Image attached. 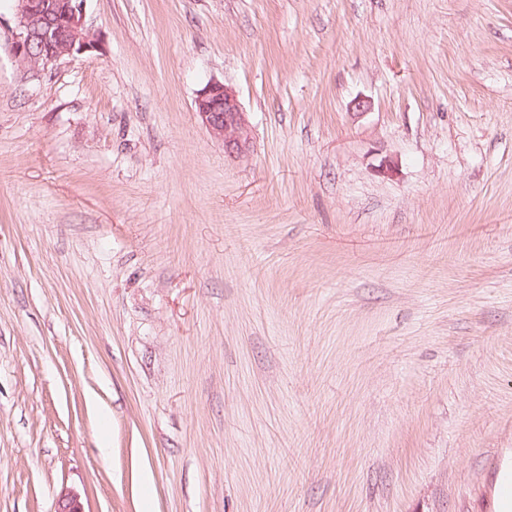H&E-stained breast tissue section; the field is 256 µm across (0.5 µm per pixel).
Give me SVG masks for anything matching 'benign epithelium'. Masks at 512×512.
Wrapping results in <instances>:
<instances>
[{"label":"benign epithelium","instance_id":"benign-epithelium-1","mask_svg":"<svg viewBox=\"0 0 512 512\" xmlns=\"http://www.w3.org/2000/svg\"><path fill=\"white\" fill-rule=\"evenodd\" d=\"M84 12L85 0H15L13 58L24 68L45 71L64 56L97 50L98 38L86 27ZM195 109L228 154L248 151L250 136L235 90L212 81L197 96Z\"/></svg>","mask_w":512,"mask_h":512}]
</instances>
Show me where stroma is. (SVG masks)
Returning <instances> with one entry per match:
<instances>
[{
	"label": "stroma",
	"mask_w": 512,
	"mask_h": 512,
	"mask_svg": "<svg viewBox=\"0 0 512 512\" xmlns=\"http://www.w3.org/2000/svg\"><path fill=\"white\" fill-rule=\"evenodd\" d=\"M13 13L0 512H502L512 0H86L38 74ZM195 109L209 133L224 142L229 155H242L248 151L250 136L235 90L212 81L197 96Z\"/></svg>",
	"instance_id": "35a3bbf8"
}]
</instances>
